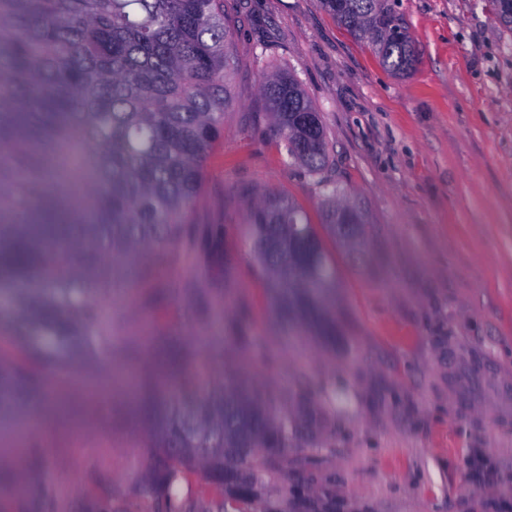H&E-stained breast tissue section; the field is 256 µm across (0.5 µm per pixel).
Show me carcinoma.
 <instances>
[{"instance_id":"1","label":"carcinoma","mask_w":512,"mask_h":512,"mask_svg":"<svg viewBox=\"0 0 512 512\" xmlns=\"http://www.w3.org/2000/svg\"><path fill=\"white\" fill-rule=\"evenodd\" d=\"M390 71L415 63L413 39L396 0H319ZM224 0H0V278L24 284L15 311L34 307L100 336L96 285L131 254L152 259L183 240L201 190L204 160L224 131L234 60ZM267 116L288 158L321 176L333 202L325 228L348 248L341 191L324 176L330 155L320 113L288 71L266 74ZM246 232L283 323L314 325L332 339L325 305L336 282L314 225L290 198L266 192L248 203ZM37 354L62 357L68 332L37 328ZM43 385L22 364L0 363V397ZM274 398L235 380L205 398L189 381L154 427L145 489L158 512H186L177 469L224 472V512L256 499L278 512L266 482L291 473L295 506L311 507L319 454L281 449L293 439ZM257 455L263 468L249 458Z\"/></svg>"}]
</instances>
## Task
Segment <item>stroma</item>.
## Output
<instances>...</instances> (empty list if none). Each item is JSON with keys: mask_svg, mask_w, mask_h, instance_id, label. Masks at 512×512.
Instances as JSON below:
<instances>
[{"mask_svg": "<svg viewBox=\"0 0 512 512\" xmlns=\"http://www.w3.org/2000/svg\"><path fill=\"white\" fill-rule=\"evenodd\" d=\"M233 32V100L209 151L188 222L191 239L140 256L103 282L107 334L50 367V393L0 403V512H156L142 476L152 395L180 376L219 388L227 368L279 394L299 432L323 449L342 512H486L512 499L467 462L482 449L512 479V27L490 0H397L417 62L388 71L318 0H224ZM288 70L320 112L328 176L363 215L359 253L331 235L328 296L335 347L286 332L242 234L251 194L292 198L315 226L318 179L288 161L261 92ZM0 284V361L27 357ZM245 320L246 341L236 338ZM52 411L36 433L30 418ZM191 512L223 486L181 476Z\"/></svg>", "mask_w": 512, "mask_h": 512, "instance_id": "1", "label": "stroma"}]
</instances>
